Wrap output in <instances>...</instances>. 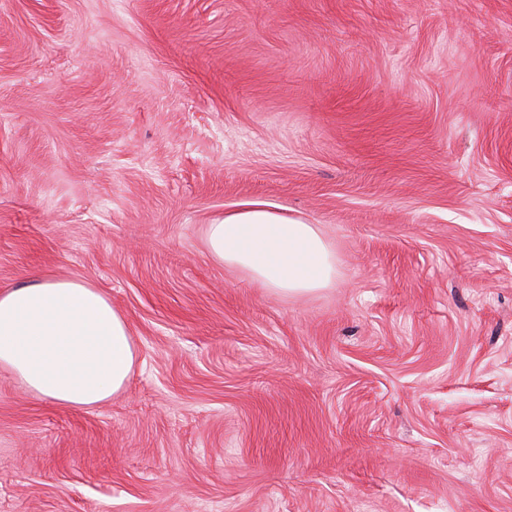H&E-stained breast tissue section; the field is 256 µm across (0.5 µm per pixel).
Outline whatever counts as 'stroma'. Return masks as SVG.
<instances>
[{"instance_id": "obj_1", "label": "stroma", "mask_w": 512, "mask_h": 512, "mask_svg": "<svg viewBox=\"0 0 512 512\" xmlns=\"http://www.w3.org/2000/svg\"><path fill=\"white\" fill-rule=\"evenodd\" d=\"M328 287L213 259L250 200ZM77 279L137 362L0 370V512H512V0H0V289ZM206 245L217 261L245 269L285 295L326 288L335 273L333 256L316 225L288 217L265 201L245 202L209 224Z\"/></svg>"}]
</instances>
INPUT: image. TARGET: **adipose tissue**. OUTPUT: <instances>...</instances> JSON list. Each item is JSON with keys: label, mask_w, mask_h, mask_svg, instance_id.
I'll list each match as a JSON object with an SVG mask.
<instances>
[{"label": "adipose tissue", "mask_w": 512, "mask_h": 512, "mask_svg": "<svg viewBox=\"0 0 512 512\" xmlns=\"http://www.w3.org/2000/svg\"><path fill=\"white\" fill-rule=\"evenodd\" d=\"M206 245L219 262L247 270L285 295L326 288L333 256L316 225L265 201L211 224ZM137 359L124 317L98 289L42 278L0 291V369L33 395L90 408L126 386Z\"/></svg>", "instance_id": "ef3b65f1"}]
</instances>
